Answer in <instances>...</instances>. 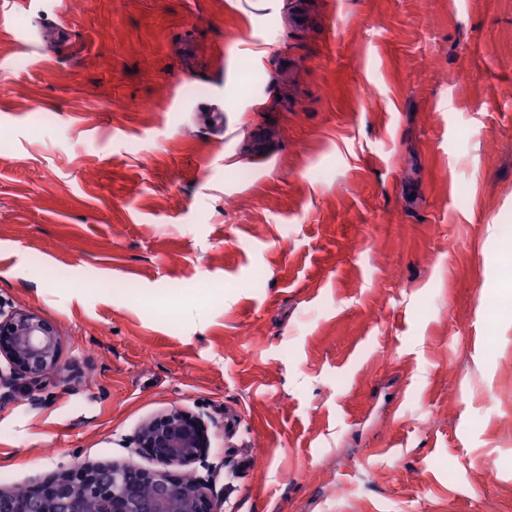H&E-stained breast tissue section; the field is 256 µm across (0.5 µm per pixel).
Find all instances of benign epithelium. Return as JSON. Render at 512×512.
Instances as JSON below:
<instances>
[{
    "instance_id": "benign-epithelium-1",
    "label": "benign epithelium",
    "mask_w": 512,
    "mask_h": 512,
    "mask_svg": "<svg viewBox=\"0 0 512 512\" xmlns=\"http://www.w3.org/2000/svg\"><path fill=\"white\" fill-rule=\"evenodd\" d=\"M0 402L33 396L43 378L63 373L60 341L47 317L0 307ZM131 444L154 467L134 463H83L60 471L23 491L0 488V512H220L212 479L185 469L206 466L210 436L205 421L182 409L146 419Z\"/></svg>"
}]
</instances>
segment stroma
Instances as JSON below:
<instances>
[{"instance_id":"obj_1","label":"stroma","mask_w":512,"mask_h":512,"mask_svg":"<svg viewBox=\"0 0 512 512\" xmlns=\"http://www.w3.org/2000/svg\"><path fill=\"white\" fill-rule=\"evenodd\" d=\"M39 2L0 15V298L68 370L0 404V487L151 467L180 408L222 512H512V5Z\"/></svg>"}]
</instances>
